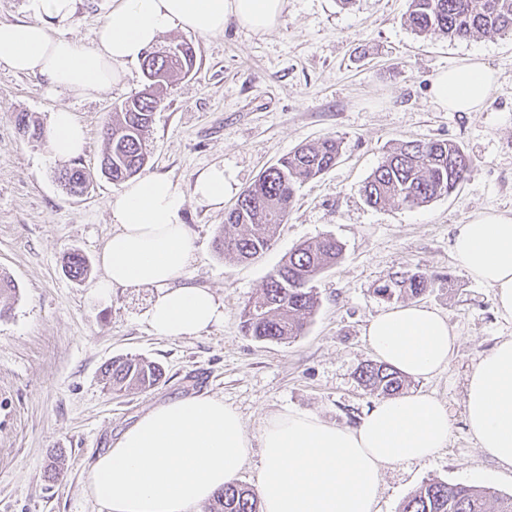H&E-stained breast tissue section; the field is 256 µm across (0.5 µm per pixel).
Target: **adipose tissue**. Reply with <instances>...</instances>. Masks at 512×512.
Here are the masks:
<instances>
[{
  "mask_svg": "<svg viewBox=\"0 0 512 512\" xmlns=\"http://www.w3.org/2000/svg\"><path fill=\"white\" fill-rule=\"evenodd\" d=\"M75 2L28 0L29 18L0 22V64L41 75L55 93L90 96L121 81L165 32L217 36L232 19L264 33L284 8V0H113L88 47L67 34ZM496 82L493 71L466 60L434 77L431 96L443 110L478 112ZM85 146L74 113L52 112V158H76ZM225 191L220 166L201 173L189 195L162 174L127 182L107 201L115 229L99 256L98 289L154 291L147 319L163 338L222 324L223 304L187 279L196 249L181 215L192 196L222 207ZM451 252L469 277L492 289L499 316L512 320V213L473 212L456 225ZM364 336L378 362L414 379L448 367L458 343L445 316L416 304L381 312ZM465 418L478 445L512 467V338L480 355L468 374ZM449 433L447 406L425 393L377 399L346 427L303 412L275 413L255 437L235 408L199 393L160 402L127 427L97 457L87 488L104 512H191L235 482L256 445L263 512H375L382 469L433 458Z\"/></svg>",
  "mask_w": 512,
  "mask_h": 512,
  "instance_id": "adipose-tissue-1",
  "label": "adipose tissue"
}]
</instances>
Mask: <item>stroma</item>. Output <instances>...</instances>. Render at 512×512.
<instances>
[{"label": "stroma", "instance_id": "35a3bbf8", "mask_svg": "<svg viewBox=\"0 0 512 512\" xmlns=\"http://www.w3.org/2000/svg\"><path fill=\"white\" fill-rule=\"evenodd\" d=\"M407 0H285L279 23L265 33L227 20L224 33L163 34L158 48L186 41L193 71L163 91L147 136L146 173H166L192 190L196 178L223 166L230 189L215 209L189 199L181 217L194 240L189 276L224 305V322L197 336L162 338L147 321L153 293L115 288L103 294L97 257L112 233L109 197L118 185L99 170L103 128L117 105L140 92L141 65L89 98L48 90L44 78L0 67V273L16 285L0 319V512H98L87 477L99 453L153 405L205 392L224 400L257 434L268 415L310 412L339 425L356 424L376 393L358 379L373 356L369 321L388 308L376 289L401 270L448 275L419 304L446 316L460 338L449 366L408 388L448 408L446 448L425 462L384 467L376 512H399L425 481L478 486L488 472L512 495V470L478 447L464 423L466 377L478 357L512 338L493 293L473 281L451 252L454 227L476 210L512 212V35L424 38L403 22ZM499 75L479 112H447L431 100V82L464 60ZM70 109L87 130L81 157L93 175L83 195H70L46 146L23 137L20 112L48 123ZM339 138L336 164L302 186L275 245L241 262L222 256L214 239L226 208L278 159L303 143ZM448 140L471 158L468 181L450 196L418 208L368 205L362 188L389 149L401 141ZM329 235L343 246L336 265L313 286L320 306L303 336L264 342L246 336L240 313L282 257L299 243ZM77 251L90 262L83 281L68 277L63 259ZM136 355L165 370L155 388L113 396L101 368ZM64 476L44 478L53 451Z\"/></svg>", "mask_w": 512, "mask_h": 512}]
</instances>
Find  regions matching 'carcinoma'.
I'll return each mask as SVG.
<instances>
[{
    "label": "carcinoma",
    "mask_w": 512,
    "mask_h": 512,
    "mask_svg": "<svg viewBox=\"0 0 512 512\" xmlns=\"http://www.w3.org/2000/svg\"><path fill=\"white\" fill-rule=\"evenodd\" d=\"M404 22L416 33L449 40L475 34L495 38L512 33V0H407ZM176 59L146 52L142 67L156 68L155 79L144 90L125 101L117 118L105 126L109 179L118 185L144 171L147 152L145 135L152 122L160 94L170 78L187 75L194 67L191 44L180 43ZM23 136L33 142L47 141V131L29 114L17 116ZM340 141L326 137L316 144L295 148L264 171L226 213L224 233L215 240L222 254L248 261L269 250L276 242L302 184L318 177L336 163ZM471 158L455 143L436 140L405 141L397 144L369 176L364 185L365 201L384 208L399 205L420 207L449 196L470 176ZM58 179L72 194L85 190L87 173L75 161L59 171ZM342 245L331 236L305 241L284 256L267 277L260 293L241 312L245 333L261 341L283 342L304 334L309 318L319 305L311 282L342 256ZM89 271L87 258L72 252L65 272L80 281ZM449 287L448 278L428 270L397 273L376 288L384 300L417 299L430 288ZM156 362L136 356L117 357L108 362L102 376L114 394L135 388L147 391L163 378ZM367 388L384 395L399 394L403 375L384 364L367 363L359 370ZM210 512H261L256 493L233 483L212 499ZM400 512H512V496L504 497L489 487L449 484L430 480L403 502Z\"/></svg>",
    "instance_id": "cac0c4a2"
}]
</instances>
